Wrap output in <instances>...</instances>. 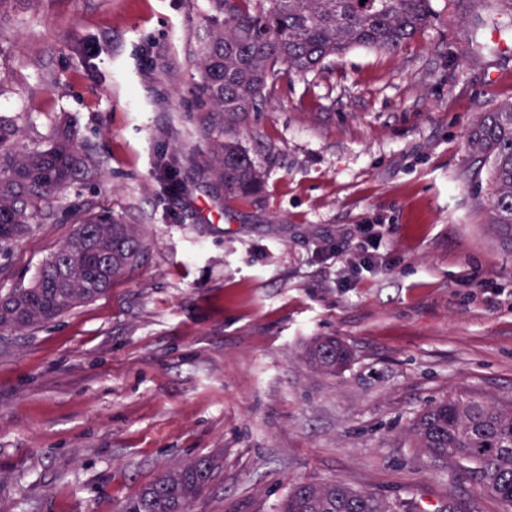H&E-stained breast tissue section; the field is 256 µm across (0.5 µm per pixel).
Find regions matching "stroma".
<instances>
[{
  "instance_id": "35a3bbf8",
  "label": "stroma",
  "mask_w": 512,
  "mask_h": 512,
  "mask_svg": "<svg viewBox=\"0 0 512 512\" xmlns=\"http://www.w3.org/2000/svg\"><path fill=\"white\" fill-rule=\"evenodd\" d=\"M403 51L358 47L280 81L237 136L262 192L229 199L161 150L206 149L189 56L209 0H8L0 114L43 142L73 115L102 170L61 194L141 225L149 248L103 298L0 337V512H121L171 461L218 453L190 512H274L300 481L339 480L422 512H506L408 433L451 394L512 402V246L485 222L467 148L512 100V0H432ZM87 41L88 56L73 46ZM61 219L0 253V292L71 235ZM315 336L354 352L328 377ZM301 356L312 369L332 376L351 363L353 354L350 347L336 336H315L304 345Z\"/></svg>"
}]
</instances>
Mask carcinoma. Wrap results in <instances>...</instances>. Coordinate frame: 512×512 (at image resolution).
I'll return each mask as SVG.
<instances>
[{
	"label": "carcinoma",
	"mask_w": 512,
	"mask_h": 512,
	"mask_svg": "<svg viewBox=\"0 0 512 512\" xmlns=\"http://www.w3.org/2000/svg\"><path fill=\"white\" fill-rule=\"evenodd\" d=\"M432 18L431 0H210L200 22L203 33L189 52L200 77V111L213 113L218 135L200 154L179 159L160 154L157 174L177 194L186 190L177 179L184 165L228 195H256L262 189L260 172L227 132L260 111L285 75L316 71L356 47L398 52ZM466 138L469 151L490 169L487 223L512 245V101L482 113ZM99 175V161L73 117H56L47 142L30 146L19 124L0 116V249L56 220L58 195ZM76 224L29 285L0 293L1 336L35 329L106 295L147 249L140 225L107 210L84 209ZM301 356L312 369L332 376L351 363L353 354L335 336H315ZM409 433L417 451L466 470L485 492L512 508V406L450 396L418 414ZM218 468L215 458L177 461L123 512H190ZM277 512H418V504L390 502L336 480L307 481L294 485Z\"/></svg>",
	"instance_id": "obj_1"
}]
</instances>
